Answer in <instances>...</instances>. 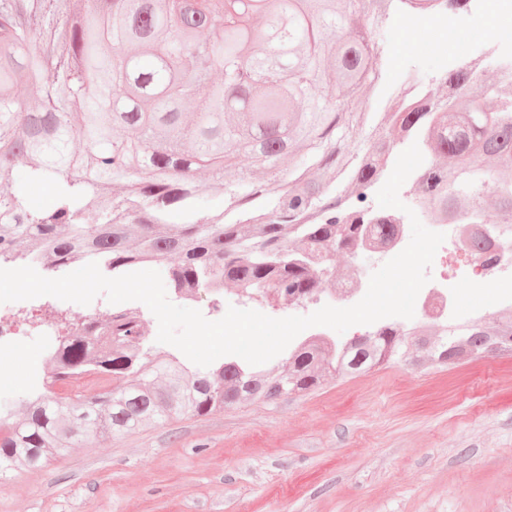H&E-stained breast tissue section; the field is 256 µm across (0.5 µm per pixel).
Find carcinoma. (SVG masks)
Instances as JSON below:
<instances>
[{"instance_id":"obj_1","label":"carcinoma","mask_w":512,"mask_h":512,"mask_svg":"<svg viewBox=\"0 0 512 512\" xmlns=\"http://www.w3.org/2000/svg\"><path fill=\"white\" fill-rule=\"evenodd\" d=\"M17 0L0 8V172L23 168L0 193V265H30L51 276L95 262L117 277L164 265L174 293L234 282L256 293L308 297L331 248L365 230L359 214L394 148L417 139L424 153L421 202L435 224H456L496 201L488 224L512 225V101L486 86L458 103L485 71L461 67L444 78L448 96L401 91L385 120L354 122L319 92L325 61L340 85L376 86L368 32L391 0ZM279 33L271 43L252 18ZM20 84L37 85L34 106ZM360 136L352 155L340 143ZM275 172L278 196L240 154ZM456 164L443 168L435 156ZM495 161L492 173L479 162ZM205 168L209 179L196 172ZM54 187L37 206L31 190ZM224 195L210 224L192 221L198 200ZM93 213L97 223H84ZM55 372L58 381L114 379L89 400L49 390L0 420V472L41 467L75 438L119 439L173 416L205 417L236 405L301 396L331 377H354L390 363L437 369L489 352L512 355V314L440 342L383 330L349 343L344 357L296 347L290 388L278 369L250 372L235 358L201 370L150 344L141 315L86 320Z\"/></svg>"}]
</instances>
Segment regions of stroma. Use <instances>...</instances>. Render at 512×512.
<instances>
[{"mask_svg":"<svg viewBox=\"0 0 512 512\" xmlns=\"http://www.w3.org/2000/svg\"><path fill=\"white\" fill-rule=\"evenodd\" d=\"M487 15L458 30L428 20L393 32L431 85L465 43L494 44ZM339 306L238 301L274 318ZM42 337L0 354V399L19 403ZM0 512H512V356L444 370L389 364L305 396L180 416L124 438L79 441L32 471L0 474Z\"/></svg>","mask_w":512,"mask_h":512,"instance_id":"1","label":"stroma"}]
</instances>
